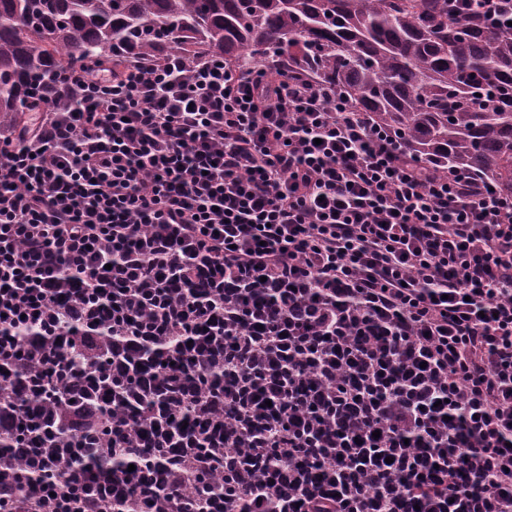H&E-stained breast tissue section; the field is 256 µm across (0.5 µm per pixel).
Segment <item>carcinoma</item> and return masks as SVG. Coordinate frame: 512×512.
<instances>
[{
    "instance_id": "1",
    "label": "carcinoma",
    "mask_w": 512,
    "mask_h": 512,
    "mask_svg": "<svg viewBox=\"0 0 512 512\" xmlns=\"http://www.w3.org/2000/svg\"><path fill=\"white\" fill-rule=\"evenodd\" d=\"M178 50L193 60L219 53L243 69L298 72L325 83L372 114L414 157L443 171L474 173L512 193V26L483 23L448 0H0V128L24 118L36 85L48 88L67 65L128 55L160 60ZM224 314L180 336H98L112 341L103 362L72 363L58 391L36 388L26 370L0 362V477L23 451L64 448L87 440L81 464L96 481L112 480L101 512L143 499L151 512H296L280 490L295 471L301 487L336 485L351 502L377 512H434L445 472L417 489L408 471L387 476L390 498L360 484L341 451L418 449L428 461L448 456V435L430 416L414 431L380 437L353 428L354 403L373 407L396 393L412 395L416 357L394 354L379 321L364 318L354 347L336 327L291 317L290 288L235 274ZM196 306L213 289L197 278ZM58 344L33 330L23 355ZM271 401L267 406L265 401ZM91 409L103 426L92 435L63 432L59 416ZM184 448L204 460L202 477L171 500L160 473ZM135 465V480L117 474ZM420 510H415V507Z\"/></svg>"
}]
</instances>
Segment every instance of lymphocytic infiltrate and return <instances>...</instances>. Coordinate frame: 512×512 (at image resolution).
Instances as JSON below:
<instances>
[{"label":"lymphocytic infiltrate","instance_id":"f902f5d3","mask_svg":"<svg viewBox=\"0 0 512 512\" xmlns=\"http://www.w3.org/2000/svg\"><path fill=\"white\" fill-rule=\"evenodd\" d=\"M25 125L0 132V360L23 329L83 363L112 333V289L178 285L163 335L187 330L197 273L238 271L386 320L447 396L445 512H512V194L405 153L328 87L223 56L174 53L118 73L88 61ZM469 438L458 443L457 428ZM0 492V512H99L77 461Z\"/></svg>","mask_w":512,"mask_h":512}]
</instances>
